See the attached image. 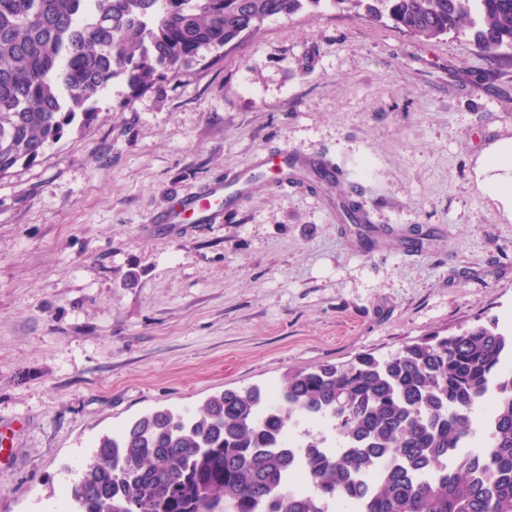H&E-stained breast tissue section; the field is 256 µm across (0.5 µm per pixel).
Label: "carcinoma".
<instances>
[{"label": "carcinoma", "instance_id": "1", "mask_svg": "<svg viewBox=\"0 0 512 512\" xmlns=\"http://www.w3.org/2000/svg\"><path fill=\"white\" fill-rule=\"evenodd\" d=\"M323 0H0V177L31 164L112 80L136 97L203 51ZM425 41L471 21L476 49L512 50V0H331ZM512 332L495 320L377 358L290 371L270 392L227 389L193 414L148 413L102 437L68 512H512ZM490 443L470 445L485 403ZM322 433L283 442L290 422ZM307 487L288 491L296 474Z\"/></svg>", "mask_w": 512, "mask_h": 512}]
</instances>
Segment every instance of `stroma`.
<instances>
[{
    "mask_svg": "<svg viewBox=\"0 0 512 512\" xmlns=\"http://www.w3.org/2000/svg\"><path fill=\"white\" fill-rule=\"evenodd\" d=\"M97 112L0 178V512H52L149 410L512 328V208L481 171L512 144V64L469 32L425 41L323 0L137 97L114 81ZM274 148L336 177L267 175L222 223H161Z\"/></svg>",
    "mask_w": 512,
    "mask_h": 512,
    "instance_id": "1",
    "label": "stroma"
}]
</instances>
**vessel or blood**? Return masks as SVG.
Segmentation results:
<instances>
[{"instance_id": "b4317fda", "label": "vessel or blood", "mask_w": 512, "mask_h": 512, "mask_svg": "<svg viewBox=\"0 0 512 512\" xmlns=\"http://www.w3.org/2000/svg\"><path fill=\"white\" fill-rule=\"evenodd\" d=\"M295 163L287 154L265 155L240 170L232 179L212 186L207 201L186 198L179 200L164 218L168 224H216L223 213L231 210L242 198L260 184L264 172H275L281 180L290 179Z\"/></svg>"}]
</instances>
